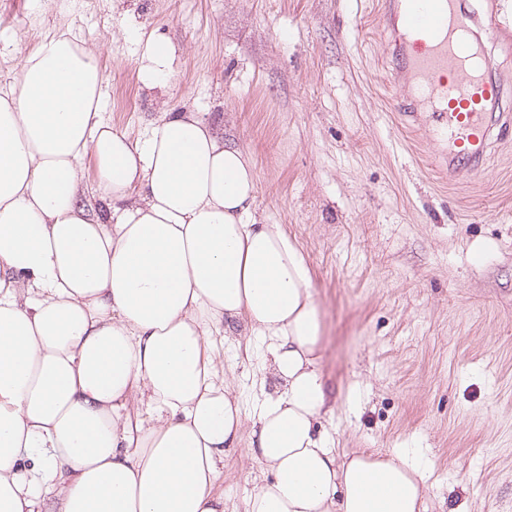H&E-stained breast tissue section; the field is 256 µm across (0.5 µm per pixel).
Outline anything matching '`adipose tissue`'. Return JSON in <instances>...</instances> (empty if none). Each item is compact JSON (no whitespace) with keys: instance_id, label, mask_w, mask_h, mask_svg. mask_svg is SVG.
<instances>
[{"instance_id":"ef3b65f1","label":"adipose tissue","mask_w":512,"mask_h":512,"mask_svg":"<svg viewBox=\"0 0 512 512\" xmlns=\"http://www.w3.org/2000/svg\"><path fill=\"white\" fill-rule=\"evenodd\" d=\"M173 54L147 40L145 86ZM98 58L54 33L0 87V512H224L248 425L243 512H422L408 453H336L311 269L256 219L250 157L165 99L139 138L106 123ZM236 332L278 383L250 415L209 344ZM253 447V437L248 425L236 448L226 451L224 470L214 488L217 493L224 492V512H243L244 500L252 492L256 469L250 452Z\"/></svg>"}]
</instances>
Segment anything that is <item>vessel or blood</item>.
<instances>
[{"mask_svg": "<svg viewBox=\"0 0 512 512\" xmlns=\"http://www.w3.org/2000/svg\"><path fill=\"white\" fill-rule=\"evenodd\" d=\"M381 15L391 34L383 53L396 86H409L400 109L413 111V98L427 100L435 122L448 134L451 172L484 170L512 114V83L498 78L495 47L512 43V30L493 9L478 11L466 0H383Z\"/></svg>", "mask_w": 512, "mask_h": 512, "instance_id": "b4317fda", "label": "vessel or blood"}]
</instances>
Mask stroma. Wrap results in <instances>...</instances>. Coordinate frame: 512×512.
Here are the masks:
<instances>
[{
    "label": "stroma",
    "instance_id": "obj_1",
    "mask_svg": "<svg viewBox=\"0 0 512 512\" xmlns=\"http://www.w3.org/2000/svg\"><path fill=\"white\" fill-rule=\"evenodd\" d=\"M378 0H0V86L48 34L98 46L102 112L139 137L172 103L220 120L252 158L258 217L312 273L319 372L338 452L415 451L423 512H512V146L449 176L426 112L391 105ZM169 39V85L138 76ZM218 350L244 407L262 352ZM253 437L215 484L243 512Z\"/></svg>",
    "mask_w": 512,
    "mask_h": 512
}]
</instances>
